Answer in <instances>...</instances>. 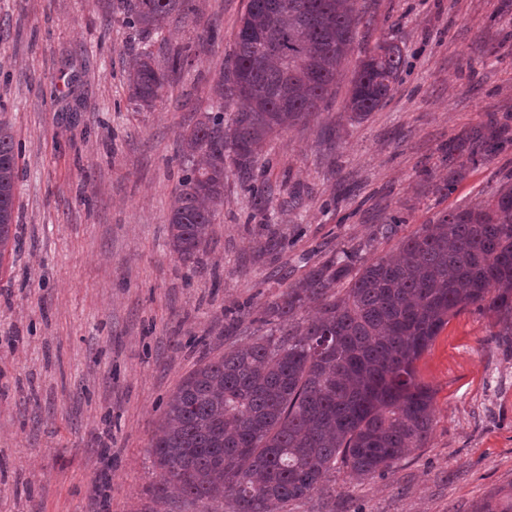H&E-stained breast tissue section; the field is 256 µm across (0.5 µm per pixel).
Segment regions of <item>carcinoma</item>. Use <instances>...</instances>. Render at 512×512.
<instances>
[{
    "label": "carcinoma",
    "instance_id": "obj_1",
    "mask_svg": "<svg viewBox=\"0 0 512 512\" xmlns=\"http://www.w3.org/2000/svg\"><path fill=\"white\" fill-rule=\"evenodd\" d=\"M105 16L147 37L172 17L188 21L190 0H98ZM357 0H248L214 86L219 111L182 134V152L201 157L182 176L168 219V244L196 265L224 206V179L251 177L276 135L321 110L343 62L354 53ZM152 54L128 67L130 100L149 107L183 67ZM400 48L365 55L344 110L376 111L404 69ZM246 107L224 120V109ZM17 155L0 126V257L12 239ZM474 306L512 330V185L483 206L424 224L392 255L368 262L342 251L310 269L264 308L279 335L258 337L200 364L167 403L151 453L161 471L155 499L224 504L232 512H282L326 488L340 462L358 480L383 475L423 447L432 430L433 396L416 362L450 317ZM315 313L302 323L298 312ZM475 512H512V495Z\"/></svg>",
    "mask_w": 512,
    "mask_h": 512
}]
</instances>
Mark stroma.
Returning <instances> with one entry per match:
<instances>
[{"label":"stroma","mask_w":512,"mask_h":512,"mask_svg":"<svg viewBox=\"0 0 512 512\" xmlns=\"http://www.w3.org/2000/svg\"><path fill=\"white\" fill-rule=\"evenodd\" d=\"M192 3V22L146 45L161 66L191 55L142 109L125 71L144 45L121 17L0 0V123L19 151L18 244L0 257V512H204L153 497L150 443L182 381L269 334L265 303L314 264L359 243L365 260L389 255L512 183V0H359L357 52L399 44L401 81L379 110L344 111L349 58L253 182L229 175L200 264L183 265L167 244L181 135L217 109L247 0ZM416 370L435 406L423 447L361 483L337 467L283 512H473L512 494V336L467 308Z\"/></svg>","instance_id":"obj_1"}]
</instances>
